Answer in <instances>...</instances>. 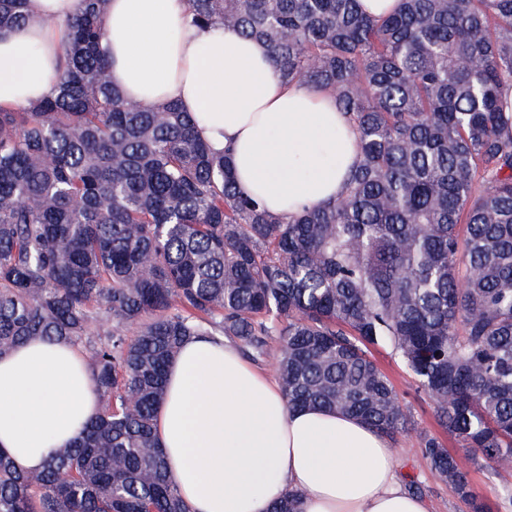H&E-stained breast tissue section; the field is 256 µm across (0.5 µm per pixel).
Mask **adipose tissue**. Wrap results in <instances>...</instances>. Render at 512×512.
Segmentation results:
<instances>
[{"label": "adipose tissue", "mask_w": 512, "mask_h": 512, "mask_svg": "<svg viewBox=\"0 0 512 512\" xmlns=\"http://www.w3.org/2000/svg\"><path fill=\"white\" fill-rule=\"evenodd\" d=\"M83 0H30L25 24L0 31V105L50 92L59 48ZM104 49L124 95L177 102L235 181L291 217L344 190L357 153L352 117L332 93L280 80L268 48L221 25L191 23L186 0H109ZM155 433L192 512H429L409 491L389 440L338 410L288 406L276 381L221 336L182 345ZM100 410L76 346L31 340L0 357V448L26 471L69 445Z\"/></svg>", "instance_id": "obj_1"}]
</instances>
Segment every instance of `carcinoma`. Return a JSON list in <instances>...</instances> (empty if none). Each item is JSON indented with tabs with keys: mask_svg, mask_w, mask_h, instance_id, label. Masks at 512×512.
<instances>
[{
	"mask_svg": "<svg viewBox=\"0 0 512 512\" xmlns=\"http://www.w3.org/2000/svg\"><path fill=\"white\" fill-rule=\"evenodd\" d=\"M53 90L0 106V355L82 345L98 416L24 472L0 448V512H190L153 420L192 336L269 361L290 407L410 417L371 357H396L463 453L419 465L469 512L484 461L512 471V0H189L195 25L265 44L278 77L351 114L358 154L336 201L275 217L178 104L111 82L108 0H83ZM28 0H0V29ZM275 341L276 350L269 343Z\"/></svg>",
	"mask_w": 512,
	"mask_h": 512,
	"instance_id": "carcinoma-1",
	"label": "carcinoma"
}]
</instances>
